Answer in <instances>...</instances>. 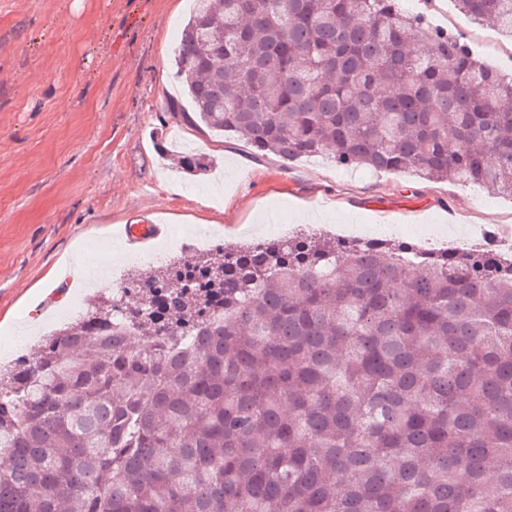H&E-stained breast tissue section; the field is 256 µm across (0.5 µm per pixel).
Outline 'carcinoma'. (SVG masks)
I'll use <instances>...</instances> for the list:
<instances>
[{
	"mask_svg": "<svg viewBox=\"0 0 512 512\" xmlns=\"http://www.w3.org/2000/svg\"><path fill=\"white\" fill-rule=\"evenodd\" d=\"M456 3L512 37V0ZM173 67L166 111L257 154L512 197V77L398 0H195ZM2 452L0 512H512V261L185 254L0 374Z\"/></svg>",
	"mask_w": 512,
	"mask_h": 512,
	"instance_id": "1",
	"label": "carcinoma"
}]
</instances>
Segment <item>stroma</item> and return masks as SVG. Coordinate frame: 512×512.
<instances>
[{
    "instance_id": "1",
    "label": "stroma",
    "mask_w": 512,
    "mask_h": 512,
    "mask_svg": "<svg viewBox=\"0 0 512 512\" xmlns=\"http://www.w3.org/2000/svg\"><path fill=\"white\" fill-rule=\"evenodd\" d=\"M460 36L488 66L512 74V39L459 12L453 0H402ZM192 0H0V341L34 356L54 327L85 312L93 289L57 284L64 258L108 255L103 278L134 280L135 253L163 262L273 238L333 236L379 225V238L443 248L449 228L511 224L512 199L410 173L337 169L312 156L255 154L231 133L202 132L165 110L178 93L172 60ZM216 156L191 178L163 162L158 142ZM160 225L157 239L122 242L125 224Z\"/></svg>"
}]
</instances>
